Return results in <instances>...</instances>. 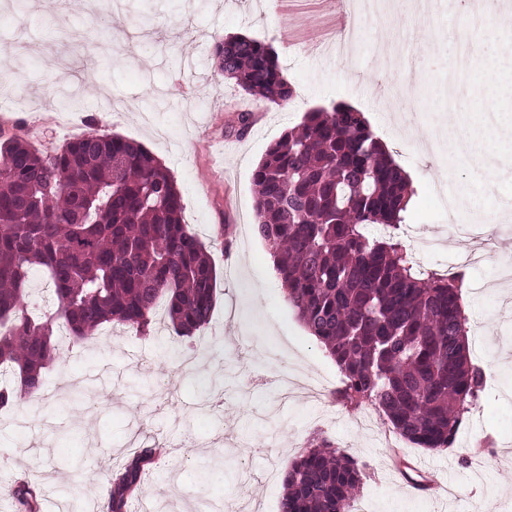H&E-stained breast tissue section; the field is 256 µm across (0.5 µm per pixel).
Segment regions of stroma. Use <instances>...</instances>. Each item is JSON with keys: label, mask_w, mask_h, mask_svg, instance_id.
<instances>
[{"label": "stroma", "mask_w": 512, "mask_h": 512, "mask_svg": "<svg viewBox=\"0 0 512 512\" xmlns=\"http://www.w3.org/2000/svg\"><path fill=\"white\" fill-rule=\"evenodd\" d=\"M467 0H399L383 18L354 13L352 0H0V75L14 88L0 102V141L41 152L80 134L141 144L171 172L183 220L216 266L212 318L176 338L163 312L145 333L98 334L88 346L58 336L42 399H18L0 415V512L18 476L42 491L40 512L61 502L94 512L114 471L131 458L130 427L143 422L160 453L143 493L166 512H279L290 461L316 434L365 464L357 496L367 512H512V288H496V259L512 254V167H486L417 145L448 134L455 117L484 111L487 91L512 95V0L486 10L476 41L482 55L458 72L448 56L467 28ZM230 33L270 45L293 89L288 104L245 94L217 69L213 48ZM346 104L360 112L412 178L406 244L422 267L462 271L470 356L484 371L475 408L453 446L431 452L403 444L438 488L416 493L390 471L387 421L373 406L355 410L337 395L297 391L280 404L275 388L254 387L260 366L326 387L342 375L289 306L268 246L254 231L253 172L271 143L306 112ZM252 124L241 131L240 117ZM475 189L497 221L476 241L448 237L441 196ZM229 225V238L218 237ZM494 260L465 265L469 244ZM75 380L88 395L75 406L56 393ZM83 473L71 481L74 460ZM248 481H241V474Z\"/></svg>", "instance_id": "stroma-1"}]
</instances>
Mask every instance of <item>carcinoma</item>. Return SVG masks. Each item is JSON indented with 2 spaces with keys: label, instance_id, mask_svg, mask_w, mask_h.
<instances>
[{
  "label": "carcinoma",
  "instance_id": "1",
  "mask_svg": "<svg viewBox=\"0 0 512 512\" xmlns=\"http://www.w3.org/2000/svg\"><path fill=\"white\" fill-rule=\"evenodd\" d=\"M214 57L246 93L291 100L270 46L230 36ZM253 183L256 233L289 304L343 375L345 400L375 406L413 445L450 447L484 381L469 355L464 274L422 271L397 235L367 232L398 229L412 189L362 113H306L267 148ZM182 210L168 169L134 141L82 134L53 154L18 138L0 144V370L9 375L0 411L41 393L58 328L79 344L112 322L144 333L161 303L179 338L209 323L216 268ZM34 270L56 296L41 317L29 312ZM153 463V449L137 448L100 512H129ZM363 477L354 457L319 436L288 465L280 512H350ZM11 498L14 512H37L29 482Z\"/></svg>",
  "mask_w": 512,
  "mask_h": 512
}]
</instances>
